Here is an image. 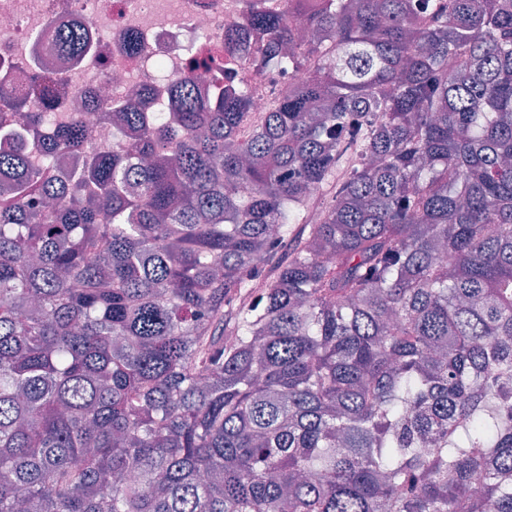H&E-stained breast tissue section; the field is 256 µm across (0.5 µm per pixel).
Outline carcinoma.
I'll use <instances>...</instances> for the list:
<instances>
[{"label":"carcinoma","instance_id":"1","mask_svg":"<svg viewBox=\"0 0 512 512\" xmlns=\"http://www.w3.org/2000/svg\"><path fill=\"white\" fill-rule=\"evenodd\" d=\"M244 2L259 115L0 73V512H512V0ZM99 112L90 113V129L92 136L89 139V149L101 154L111 152L112 146H116V142L112 140V116L103 120L98 115Z\"/></svg>","mask_w":512,"mask_h":512}]
</instances>
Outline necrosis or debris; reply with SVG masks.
<instances>
[{
  "label": "necrosis or debris",
  "instance_id": "necrosis-or-debris-1",
  "mask_svg": "<svg viewBox=\"0 0 512 512\" xmlns=\"http://www.w3.org/2000/svg\"><path fill=\"white\" fill-rule=\"evenodd\" d=\"M75 22L91 32L84 53L62 68L38 72L37 63L54 56L56 27ZM132 37L139 52L126 48ZM255 39L244 0H0V70L25 92L38 82L50 85V110L61 120L75 110L74 90L115 99L137 92L144 111H168L171 82L215 52L221 64L199 71V95L217 97L244 79L253 111H264L306 74L249 68L245 59Z\"/></svg>",
  "mask_w": 512,
  "mask_h": 512
}]
</instances>
